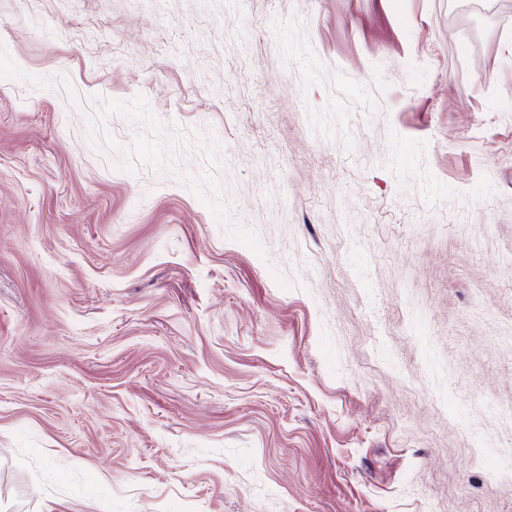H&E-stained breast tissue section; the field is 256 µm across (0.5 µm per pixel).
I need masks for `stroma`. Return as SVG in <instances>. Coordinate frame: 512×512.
I'll return each instance as SVG.
<instances>
[{
	"instance_id": "1",
	"label": "stroma",
	"mask_w": 512,
	"mask_h": 512,
	"mask_svg": "<svg viewBox=\"0 0 512 512\" xmlns=\"http://www.w3.org/2000/svg\"><path fill=\"white\" fill-rule=\"evenodd\" d=\"M512 0H0V512H512Z\"/></svg>"
}]
</instances>
